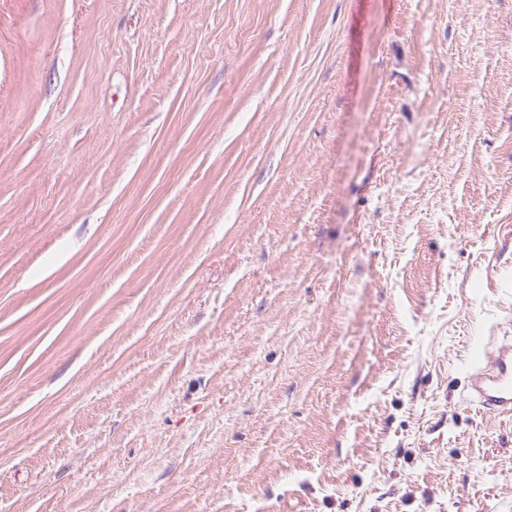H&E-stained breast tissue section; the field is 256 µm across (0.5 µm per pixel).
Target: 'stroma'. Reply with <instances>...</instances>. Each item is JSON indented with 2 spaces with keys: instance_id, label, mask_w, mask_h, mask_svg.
I'll return each instance as SVG.
<instances>
[{
  "instance_id": "stroma-1",
  "label": "stroma",
  "mask_w": 512,
  "mask_h": 512,
  "mask_svg": "<svg viewBox=\"0 0 512 512\" xmlns=\"http://www.w3.org/2000/svg\"><path fill=\"white\" fill-rule=\"evenodd\" d=\"M512 0H0V512H512ZM466 400L490 414L512 413V337L484 336L472 348Z\"/></svg>"
}]
</instances>
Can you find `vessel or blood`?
Wrapping results in <instances>:
<instances>
[{"mask_svg":"<svg viewBox=\"0 0 512 512\" xmlns=\"http://www.w3.org/2000/svg\"><path fill=\"white\" fill-rule=\"evenodd\" d=\"M466 399L490 414L512 413V337L487 336L472 348Z\"/></svg>","mask_w":512,"mask_h":512,"instance_id":"vessel-or-blood-1","label":"vessel or blood"}]
</instances>
